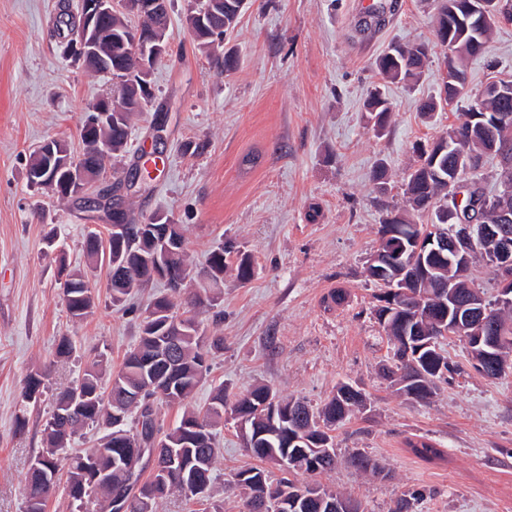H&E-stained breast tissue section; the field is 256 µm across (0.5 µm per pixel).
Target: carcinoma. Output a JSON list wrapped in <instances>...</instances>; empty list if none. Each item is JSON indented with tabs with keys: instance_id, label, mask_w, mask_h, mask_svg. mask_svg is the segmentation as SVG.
<instances>
[{
	"instance_id": "carcinoma-1",
	"label": "carcinoma",
	"mask_w": 512,
	"mask_h": 512,
	"mask_svg": "<svg viewBox=\"0 0 512 512\" xmlns=\"http://www.w3.org/2000/svg\"><path fill=\"white\" fill-rule=\"evenodd\" d=\"M465 2L467 0H436L434 36L439 44L447 45L449 51V80L445 83L444 91L450 100L466 95L464 62L484 50L494 29V25H481L478 19L467 14L456 17L449 13V6ZM204 4L207 5V12L202 20L218 33L215 38L197 40L198 48L212 58L219 72H229L236 68L238 59L230 49L220 51L219 41L236 27L246 4L243 0H204ZM202 20L198 17V10L191 6L187 8L185 23L190 30L199 29ZM110 25L113 33V111L120 113V120L100 130L99 135L111 145L112 154L106 158L86 155L87 177L80 182L78 190L68 192L59 189L58 199L62 201L80 199L104 175L107 162L127 153L132 124L151 103L147 98L143 99V103H138L134 88L126 83L118 84V79L137 72L139 67L138 57L128 49L123 35L140 26L158 25L165 29L168 18L139 19L134 23L118 12L112 15ZM79 26V16L72 11L71 4H65L56 32L60 55L64 59ZM430 51L427 43L391 45L378 57L377 70L385 81L412 83L421 75ZM473 104L484 112L512 115L511 96L499 97L484 91L473 100ZM364 109L369 118L375 119L373 126L376 132L384 134L392 108L383 92L379 89L371 92ZM435 143L440 146H460L470 154L474 167L468 176L470 187L464 192L463 205H472V218L476 222L495 223L496 204L483 187V158L488 155L489 146L481 130L475 125L469 126L463 118L443 132ZM431 161L428 148H419L405 184L408 207L386 209L378 228L379 248L410 258L402 250L403 239L385 238L387 226L413 224L414 217L428 213L429 207L437 203L442 208L448 206V177L454 170V155L447 150L439 157L436 165L441 173L439 178L430 171ZM100 210L112 223L127 226V234L121 241L113 240L110 234L103 237L94 231L87 233L84 239L89 270L104 265L109 271V288L115 306L123 304L133 291L155 283L148 271L136 267L138 255L150 247L141 225L151 223L168 232V240L172 241V251L169 252L171 294L158 296L148 305L150 309L166 313L164 319L168 320V324L153 330L147 323L146 315H141L138 340L125 355L118 370H112L107 358L100 354L77 380L55 395L50 417L43 429L45 448L36 455L46 475L31 471L26 473L25 512H45L49 497L59 488L58 476L64 468L67 469L65 490L73 512H119L122 508L125 512H142L141 503L145 499L151 504V512H156L158 502L175 492L197 496V493L186 490L179 478L171 477L163 482L160 475L149 471L145 458H133L134 449L149 448L155 440L158 441L161 457L174 449L199 461L197 476L203 482L205 493L210 496L214 492L213 469L217 455L215 427L224 422L226 414L245 419L247 426L262 434L250 449L252 456L268 463L277 456H287L294 462L288 470L293 478L284 477L277 482L271 481L262 467L238 471L235 484L244 490L247 501H252L257 492L251 480L262 476L267 487L275 488L278 493L285 487L288 497L296 498L298 505L293 512H327L322 499L308 496L310 487H317L329 498L336 497V492L319 483L301 482L298 476L319 475L335 469L336 448L331 432L364 403L342 398L343 386L338 385L336 393L315 410L303 400L279 396L265 385H256L229 405L224 397V385L221 384L212 391L205 410L188 407L174 427L163 429L157 418V402L182 404L191 398L210 370V354L215 349H221V339L208 338L203 322L195 312L204 303L216 301L221 289H216L214 293L206 288L189 292L187 284L197 280L212 263L219 272H226V250L222 244L210 250L199 267L187 253L183 225L159 213L136 220L122 207L111 210L104 205ZM114 248L122 249L128 257V266L112 264L110 252ZM427 263L439 267V271L433 273L430 281L423 285L425 291H434L441 282L456 276V266L448 263L446 258L430 255ZM234 271L239 283L245 284L251 280L253 263L250 254L237 252ZM366 272L372 281L380 285V293L375 296L380 305L375 314L393 345L397 361L396 369L383 368L384 376L395 378L397 383L407 381L406 385L398 388V392L408 398L415 401L431 399L435 381L444 378V373L449 371L448 357L438 347L441 337L438 326L443 321L448 328L453 319H445V311L432 312L429 319L415 323L404 319L399 311L383 317L386 307L381 302L386 299L389 290L386 276L374 272L370 266ZM60 299L75 322L86 319L93 312L94 300L88 270H73L65 275L60 282ZM485 305L494 313L502 335L512 338V310L495 308L493 300L485 301ZM415 329L420 334L427 333L433 339V347L424 350L416 359V364L410 365L405 362L406 351L398 346V342L404 336H412ZM43 390V376L39 373L29 374L24 386L26 404L40 402ZM79 391L90 395L88 401L81 410L74 412V418L68 424L57 423L59 413L70 408L75 393ZM90 426L104 430V435L94 448L84 455L62 453L75 435ZM407 447L425 461L443 456L441 449L428 442H410ZM348 464L365 473H383L378 462L359 449L350 453ZM95 469L110 471L111 481L103 486L93 483L91 475ZM423 497L424 493L418 490L405 493L397 500L392 512H415V505Z\"/></svg>"
}]
</instances>
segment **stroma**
<instances>
[{
	"instance_id": "obj_1",
	"label": "stroma",
	"mask_w": 512,
	"mask_h": 512,
	"mask_svg": "<svg viewBox=\"0 0 512 512\" xmlns=\"http://www.w3.org/2000/svg\"><path fill=\"white\" fill-rule=\"evenodd\" d=\"M380 25L360 29L363 0H251L227 46L239 63L217 74L184 22L185 0H171L167 57L152 73L154 100L135 120L131 146L108 165L126 172L149 151L161 171L126 196L134 218L170 215L185 229L195 262L219 243L247 251L254 276L225 277L224 292L200 316L222 350L188 405L205 408L214 387L228 399L256 383L319 406L337 385L361 387L367 406L335 431L339 457L364 451L390 471L381 479L338 465L320 483L357 500L363 512H391L402 493L426 490L417 512H512V375L484 378L457 336L439 346L455 371L430 403L412 401L380 378L389 345L374 312L378 287L365 268L379 244L382 210L370 180L377 164L390 174L391 204L404 206L403 180L417 145L458 123L460 99L431 114L448 51L434 42L433 0H393ZM59 0H0V512H24L22 478L43 448L53 396L75 381L95 354L119 366L139 335L136 314L113 306L107 271L91 277L96 307L73 323L60 302L61 268L85 265L89 228L109 223L96 212L30 187L27 161L58 138L77 146L85 108L110 90L107 79L64 61L53 35ZM428 42L430 61L413 87L389 85L391 124L376 135L364 112L380 76L376 59L393 42ZM469 87L512 78V24H498L482 54L465 63ZM162 115V141L153 139ZM56 236L59 249L47 246ZM344 289L332 308L325 297ZM69 359H54L61 337ZM47 370L38 407L23 408L26 377ZM26 410L28 423L15 417ZM444 452L425 461L407 440ZM216 492L175 493L157 512H245L236 473L257 465L235 421L217 428Z\"/></svg>"
}]
</instances>
